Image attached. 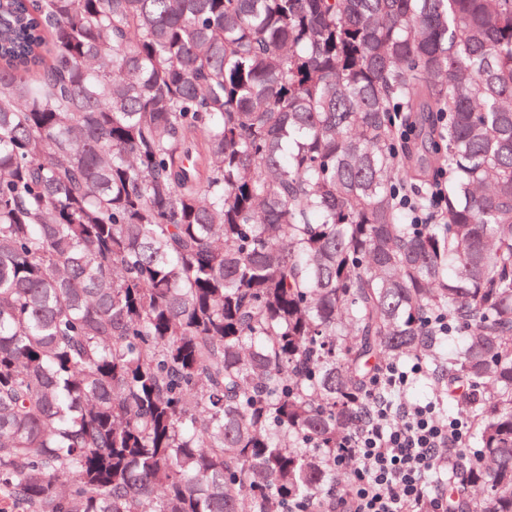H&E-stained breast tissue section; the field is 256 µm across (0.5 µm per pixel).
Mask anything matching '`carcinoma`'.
Segmentation results:
<instances>
[{
  "label": "carcinoma",
  "instance_id": "carcinoma-1",
  "mask_svg": "<svg viewBox=\"0 0 512 512\" xmlns=\"http://www.w3.org/2000/svg\"><path fill=\"white\" fill-rule=\"evenodd\" d=\"M412 359L512 512V0H0V512H290Z\"/></svg>",
  "mask_w": 512,
  "mask_h": 512
}]
</instances>
